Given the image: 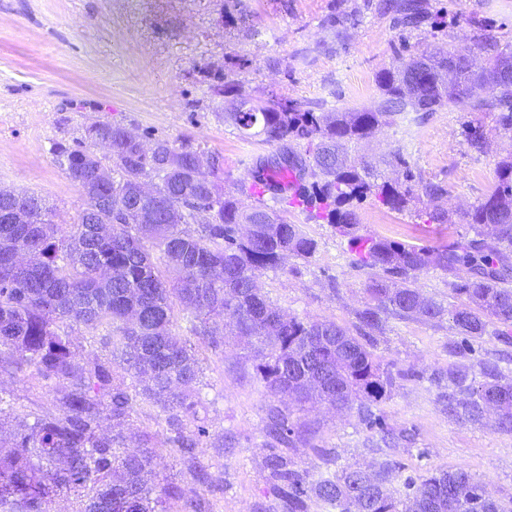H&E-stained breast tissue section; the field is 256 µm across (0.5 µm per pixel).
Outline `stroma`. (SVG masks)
Instances as JSON below:
<instances>
[{
    "label": "stroma",
    "instance_id": "1",
    "mask_svg": "<svg viewBox=\"0 0 512 512\" xmlns=\"http://www.w3.org/2000/svg\"><path fill=\"white\" fill-rule=\"evenodd\" d=\"M381 2L243 0L247 22L228 25L233 0H0V187L37 195L54 207L55 223H75L84 198L53 150L83 140L92 124L115 123L147 142L187 141L218 157L228 189L250 181L257 157L273 148L240 139L225 122L229 102L210 90L206 72L227 73L254 97L272 89L328 109H371L379 101L376 72L405 54L445 42L470 48L480 66L481 34L512 46V0H426L429 20L412 31L397 27ZM472 117L461 105L423 122L381 127L361 144L366 159L399 151L447 183L449 221L425 225L414 211L392 212L369 197L357 206L360 234L448 247L469 237L459 213L484 198L496 163L512 154V136L504 133L492 135L483 153L471 150L463 128ZM288 219L318 249L306 260L288 257L282 270L260 277L259 288L288 314L353 328L367 272L352 266L346 241L329 225L299 209L289 210ZM173 332L201 359L208 385L198 416L210 437L197 462L219 485L205 495L210 512H278L262 433L270 401L252 380L245 339L229 336L214 349L191 336L185 321ZM460 341L448 322L398 319L377 340V354L407 376L376 412L394 430L415 433L413 443L387 452L399 465L392 486L400 491L407 477L462 467L506 500L512 498V433L449 420L428 377L451 364L491 360L503 382L512 383V343L477 340L467 354H449ZM55 395V386L30 374L0 369V397L16 417L51 410ZM299 418L315 434L311 443L289 449L298 468L317 476L377 462L372 435L356 412L310 405Z\"/></svg>",
    "mask_w": 512,
    "mask_h": 512
}]
</instances>
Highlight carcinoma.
<instances>
[{
	"instance_id": "carcinoma-1",
	"label": "carcinoma",
	"mask_w": 512,
	"mask_h": 512,
	"mask_svg": "<svg viewBox=\"0 0 512 512\" xmlns=\"http://www.w3.org/2000/svg\"><path fill=\"white\" fill-rule=\"evenodd\" d=\"M398 22L414 25L423 13L420 0H394ZM486 65L472 70L467 49L441 43L430 51L375 75L380 100L373 109L315 108L273 90L254 99L234 79L213 86L231 99L226 117L246 141L274 145L293 155L288 162L256 159L253 182L275 195L285 187L274 175L294 173L301 209L315 222L330 225L355 249L352 263L369 273L366 301L355 311L356 333L333 320L300 318L274 306L257 286L286 257L307 260L318 243L302 225L288 222L264 203L246 206L250 185L229 190L199 176L200 151L188 143L142 139L119 124L98 123L87 136L112 146V180L97 174L87 148L58 145L56 159L85 198L77 223L63 229L53 209L30 195H0V367L31 368L44 382L67 383L54 411L34 416L13 432V449L0 456V512H50L58 496L73 501L72 512H170L183 500L189 512H208L200 496L186 497L174 483H151L147 474L158 448H172L186 459L194 480L207 488L212 478L195 466V451L209 437L206 426L186 431L185 418L201 402L203 368L187 345L172 336L175 306L189 332L216 349L224 342L209 326L222 314L231 336L252 339L253 377L265 392L299 404L312 400L338 410H358L366 428L378 430L385 445L405 438L389 428L373 407L388 399L406 373L374 352L376 336L389 319L452 322L462 336L455 354L485 336L512 339V158L500 160L491 191L461 213L473 232L457 247L432 248L382 236L357 234L354 203L372 196L391 211L418 210L425 224L448 223L441 202L448 185L411 168L400 151L378 161L352 157L357 146L383 125L414 112L416 119L467 103L473 112H492L494 128L480 118L469 121L465 137L481 151L493 132L512 133V52L483 36ZM485 88L480 96L476 89ZM402 169L392 180L381 167ZM148 186L153 197L142 196ZM208 216L189 227L196 211ZM464 273L448 305L425 296L418 279L428 270ZM494 329H489V326ZM83 326L99 333L108 354L92 362L68 329ZM490 362L480 374L455 366L429 381L439 390L448 417L479 424L495 412L494 427L512 433V384ZM156 403L165 429L145 431L139 450L126 447L125 431L136 407ZM266 446L288 447L312 434L309 423L269 406ZM271 493L282 512H310L319 501L327 512H512V498L495 499L483 482L463 468L443 469L405 481L399 496L391 488L396 464L378 469L347 465L313 478L295 467L288 454L265 461Z\"/></svg>"
}]
</instances>
